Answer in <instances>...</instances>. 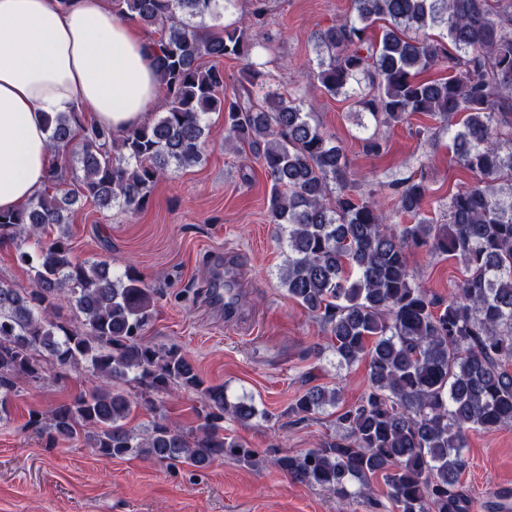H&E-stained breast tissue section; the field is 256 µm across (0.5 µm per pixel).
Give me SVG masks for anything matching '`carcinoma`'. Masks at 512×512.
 I'll list each match as a JSON object with an SVG mask.
<instances>
[{
  "label": "carcinoma",
  "instance_id": "carcinoma-1",
  "mask_svg": "<svg viewBox=\"0 0 512 512\" xmlns=\"http://www.w3.org/2000/svg\"><path fill=\"white\" fill-rule=\"evenodd\" d=\"M253 2L248 17L223 24L237 0H110L117 17L157 32L148 40L162 104L122 135L79 112L48 120L51 151L67 165L53 164L29 204L0 212V243L11 241L32 272L30 289L0 278V421L19 382L74 370L87 390L30 411L25 429L105 460L262 462L224 433V417L247 422L254 406L207 384L181 347L143 341L158 289L131 267L116 275L107 261L74 258L62 230L51 236L83 202L141 210L170 171L202 161L205 116L222 112L225 140L247 147L270 178L288 297L331 336L338 366L364 361L369 371L368 389L336 415L339 435L272 464L344 501L352 482L367 495L383 472L396 512H469L459 481L469 434L512 425V0H352L351 15L314 35V77L327 94L353 98L386 126L420 113L448 128L455 162L475 179L448 197L446 224L426 217L429 188L414 173L388 183L414 223H388L378 193H356L342 146L315 123V103L264 92L266 63L253 50L267 0ZM225 58L243 61L230 95ZM438 66L448 76L422 78ZM421 248L462 265L448 299L414 281L408 256ZM179 390L199 399L200 425L156 415L129 426L134 410L154 411L155 397ZM340 396L312 386L289 413L303 420Z\"/></svg>",
  "mask_w": 512,
  "mask_h": 512
}]
</instances>
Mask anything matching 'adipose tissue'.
Masks as SVG:
<instances>
[{
	"mask_svg": "<svg viewBox=\"0 0 512 512\" xmlns=\"http://www.w3.org/2000/svg\"><path fill=\"white\" fill-rule=\"evenodd\" d=\"M159 97L148 40L108 0H0V211L43 189L47 117L81 111L120 135Z\"/></svg>",
	"mask_w": 512,
	"mask_h": 512,
	"instance_id": "obj_1",
	"label": "adipose tissue"
}]
</instances>
